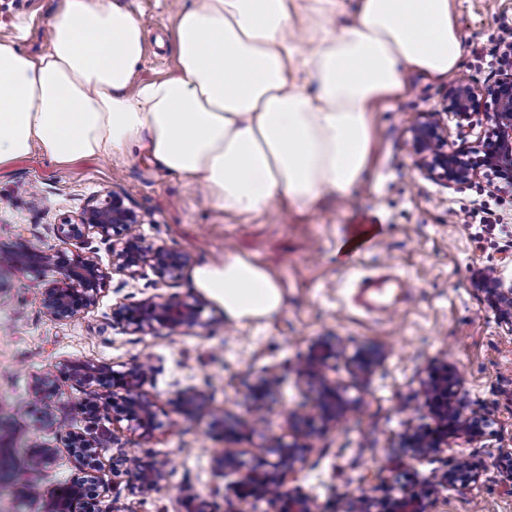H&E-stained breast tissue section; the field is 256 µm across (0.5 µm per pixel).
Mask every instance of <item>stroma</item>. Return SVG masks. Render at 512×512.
Listing matches in <instances>:
<instances>
[{"mask_svg": "<svg viewBox=\"0 0 512 512\" xmlns=\"http://www.w3.org/2000/svg\"><path fill=\"white\" fill-rule=\"evenodd\" d=\"M125 2L145 30L139 79L172 73V15L165 0ZM59 6L60 0H0V42L41 51L44 27ZM456 13L463 47L456 74L486 84L498 68L501 46L512 43V0H456ZM410 82V93L373 115L370 175L347 195L332 194L305 209L283 204L259 215L216 210L198 186L138 152L66 168L35 152L0 172V251L65 247L64 220L116 193L143 214L139 231L146 244L184 251L194 267L243 257L270 272L283 293L270 317L233 320L195 286L191 270L176 280L150 275L127 285L116 275L96 308L59 322L42 306L46 278L24 270L1 282L0 431L37 438L56 450L51 463L28 473L31 483L46 489L82 478L83 468L66 449L69 433L107 429L112 438L98 476L111 489L102 512H194L202 501L210 512H273L268 501L238 500L230 490L232 476L215 469L224 437L212 417L236 428L241 458L252 463L271 439L287 438L290 412L315 405L319 385L300 377V363L314 343L335 337L345 343L346 356L333 360L327 375L341 385L351 409L312 438L297 481L318 512H354L361 498L382 500L401 487H421L461 456L476 465L479 479L468 490L440 493L434 512H512V475L497 463L500 449L512 448V335L498 327L474 285L487 269L512 279V194L491 191L481 179L447 188L421 174L407 130L420 113L439 108L448 83L415 73ZM463 208L474 212L470 223L457 218ZM363 224L380 225V237L356 264L339 260L337 243ZM381 266L395 267L412 289L411 300L394 316L368 315L351 300L356 282ZM155 294L206 299L199 324L146 336L113 325V304ZM371 347L383 348L386 357L364 377L348 358ZM136 362L153 369L146 390L159 420L170 426L167 436L145 438L107 418L91 423L74 413L91 393L100 404H111L112 391L78 385L70 376L73 366L118 370ZM437 362L456 371L466 411L489 426L480 442H454L414 460L400 443L409 429L435 424L424 383ZM269 367L282 383L257 412L243 395ZM44 376L58 386L48 418L41 416L34 391ZM190 387L207 394L208 406L188 416L177 411L175 399ZM121 448L165 461L159 490L141 494L128 475L113 473L112 456Z\"/></svg>", "mask_w": 512, "mask_h": 512, "instance_id": "stroma-1", "label": "stroma"}]
</instances>
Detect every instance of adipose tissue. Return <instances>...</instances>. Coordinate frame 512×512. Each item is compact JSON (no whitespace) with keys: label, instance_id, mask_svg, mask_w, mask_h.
<instances>
[{"label":"adipose tissue","instance_id":"obj_1","mask_svg":"<svg viewBox=\"0 0 512 512\" xmlns=\"http://www.w3.org/2000/svg\"><path fill=\"white\" fill-rule=\"evenodd\" d=\"M172 42L174 73L136 81L145 32L121 0H62L39 54L1 42L0 171L35 151L67 166L138 147L219 210L308 207L370 173L372 114L409 74L445 79L462 55L453 0H192ZM193 280L236 320L282 301L239 256Z\"/></svg>","mask_w":512,"mask_h":512}]
</instances>
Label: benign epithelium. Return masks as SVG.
<instances>
[{"instance_id":"7a95c632","label":"benign epithelium","mask_w":512,"mask_h":512,"mask_svg":"<svg viewBox=\"0 0 512 512\" xmlns=\"http://www.w3.org/2000/svg\"><path fill=\"white\" fill-rule=\"evenodd\" d=\"M456 120L459 137L463 138L476 126L485 128L484 136L475 144L454 147L448 141L446 116ZM410 146L415 165L427 178L448 188L466 184L478 178L486 180L488 187L497 192L512 190V43L503 47L500 64L493 80L481 88L463 77L448 81V93L441 107L422 112L408 128ZM143 215L114 193L106 199L87 205L77 222L68 224L69 237L80 240L87 232H95L111 242L110 266L104 267L91 251L48 253L38 246H29L22 253L9 252V268H0V280L12 271L23 268L49 269L56 273L44 288L42 305L57 321H66L80 310L97 306L104 290L115 274L124 277L122 285L135 281L152 272L158 280H176L191 263V257L179 250L163 245H147L139 232ZM476 287L486 294L498 323L512 334V280L507 282L495 272H483ZM205 301H191L159 295L147 297L137 303L118 302L112 305V324L131 334L148 335L159 328L178 330L196 324L201 317ZM344 354L343 346L334 339L314 344L303 359L299 373L320 383V397L316 404L323 424H334L348 410L349 403L341 395V387L330 380L326 371L328 361ZM384 358L379 349L357 353L351 362L362 374H369ZM150 367L133 363L122 371L107 367H83L75 373L78 383L112 389V424L127 422V429L153 436L161 430L157 422L155 402L144 389ZM281 383L275 368H269L246 394L245 400L254 409H261V402L272 396ZM460 380L457 373L442 364L432 368L425 384V393L432 404L438 431L429 433L413 429L403 436V447L417 458H426L448 447V439H462L468 443L478 441L486 434V423L478 416L464 414L457 397ZM35 394L42 405L43 417L51 416L53 398L56 396L52 380L45 377L36 384ZM178 409L195 413L206 406L205 392L189 388L178 393ZM288 422L296 427L293 439L287 443L275 441L270 452L278 460L272 465L262 461L246 469L240 461V450L225 447L214 458L216 469L223 474H235L234 487L250 494L266 497L281 504L279 512H316L314 500L298 490L288 494L282 491L286 481L294 479L310 452L308 439L316 434L309 427L304 413L293 412ZM72 455L90 471L101 466L103 444L96 433H74L70 436ZM15 449L0 436V483L10 482L20 486L25 494L38 499L48 496L52 512H86L89 490L87 484L74 482L58 484L42 492L28 482L24 473L14 470L12 457ZM56 450L44 445L29 449V457L37 460L35 468L48 464ZM133 477L142 493H151L161 487L165 477L164 466L159 461H143L119 452L116 467ZM478 472L473 464L461 459L458 465L436 476L422 489L413 490L382 506L383 512H432L437 495L448 488H467L476 482Z\"/></svg>"}]
</instances>
